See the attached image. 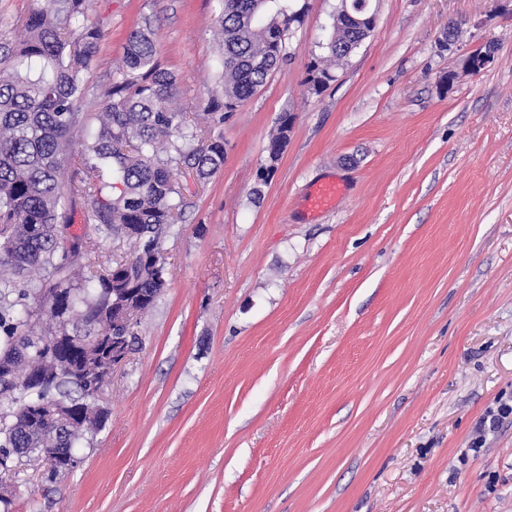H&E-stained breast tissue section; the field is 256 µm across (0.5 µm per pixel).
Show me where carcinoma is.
<instances>
[{"label":"carcinoma","mask_w":512,"mask_h":512,"mask_svg":"<svg viewBox=\"0 0 512 512\" xmlns=\"http://www.w3.org/2000/svg\"><path fill=\"white\" fill-rule=\"evenodd\" d=\"M370 0H340L324 53L307 75L336 78V67L364 41L351 16ZM18 18L15 40L0 55V456L15 452L46 456L50 448H75L99 431L105 411L91 402L100 380L63 362L78 363L70 344L45 340L75 336L110 353L99 336L138 340V320H120L112 282L132 293L140 314L167 287L163 244L181 216L176 181L182 168L206 179L224 166V138L215 130L248 100L285 57L283 34L294 18L293 0H222L218 35L222 93L201 114L174 106L177 79L156 56L151 26L130 34L117 64L103 71L107 83L89 81L101 69L102 32L91 23L88 0H44ZM98 105V128L85 127L81 106ZM285 112L268 142V183L291 131ZM88 206L98 234L135 243L120 260L93 270L92 247L83 237L61 246L71 224L73 197ZM58 305L47 308L41 298ZM58 398L75 418L52 434L43 403Z\"/></svg>","instance_id":"cac0c4a2"}]
</instances>
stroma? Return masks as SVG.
<instances>
[{
	"instance_id": "obj_1",
	"label": "stroma",
	"mask_w": 512,
	"mask_h": 512,
	"mask_svg": "<svg viewBox=\"0 0 512 512\" xmlns=\"http://www.w3.org/2000/svg\"><path fill=\"white\" fill-rule=\"evenodd\" d=\"M298 3L285 59L221 128L223 168L178 177L169 285L98 396L106 427L57 480L16 459L15 512H512V416L486 422L512 404V0H371L375 28L318 95L339 0ZM218 14L89 2L108 61L151 26L190 113L220 89ZM331 178L343 197L309 214ZM71 215L95 261L133 250L83 201ZM294 119L295 117L291 113H283L279 118V124L276 130L271 134L267 146L268 164L262 167L259 174V180H261L263 184H267L276 172V164L288 141L287 133L291 131ZM288 121L291 122L289 127Z\"/></svg>"
}]
</instances>
